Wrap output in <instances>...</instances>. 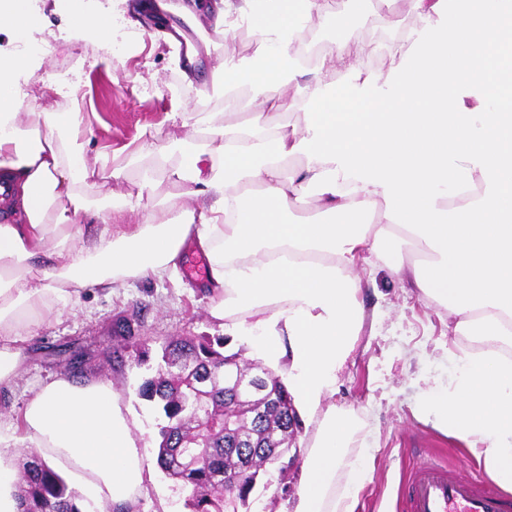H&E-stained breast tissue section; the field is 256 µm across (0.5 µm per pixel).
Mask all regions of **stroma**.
Returning a JSON list of instances; mask_svg holds the SVG:
<instances>
[{"mask_svg": "<svg viewBox=\"0 0 512 512\" xmlns=\"http://www.w3.org/2000/svg\"><path fill=\"white\" fill-rule=\"evenodd\" d=\"M138 2L26 0L38 20L30 39H54L59 47L55 54L34 58L15 79L24 101V126L40 125L44 112L81 113L89 154L109 155L113 165L126 169L124 179H98L80 190L88 207L83 222L93 238L103 229V217L122 227L136 224L154 201L178 193L168 168L154 165L156 145L190 133L172 120V113L205 112L215 120L234 122L261 109L258 99L246 92L237 111L226 112L222 85L210 81L225 55L255 54V35L225 43L223 33L208 22L180 20L175 14L179 0H161L158 23L146 24L139 20ZM75 9L111 15L107 41L77 36L69 25ZM335 11L348 27L340 33L329 23L304 33L302 48L313 59L305 63L300 84L345 82V72L321 70L315 60L323 44L338 36L357 47L354 65L380 81L390 80L399 67L391 44L419 29L420 19L402 0H371L365 15L354 19L347 0H335ZM174 25L199 41L203 81L196 86H189L174 64L181 53L169 35ZM148 167L155 170L154 183L143 190L138 174ZM197 252L195 242H188L179 271L171 277L129 279L110 290L83 289L61 315L36 326L14 385L0 389V422H20L34 393L57 377L77 384L101 381L119 394L140 447L153 452L159 441L157 415L152 404L137 395V386L155 375L161 347L171 337L223 332L210 316L211 294L203 277L189 271L190 257ZM355 272L365 285L360 301L367 318L333 401L351 424L349 453H357L364 443L372 450L373 476L360 495L357 512H395L411 469L426 462L447 465L468 479L486 478L483 464L464 441L434 429L418 412L428 384L445 385L453 379V355L469 349V341L449 331L446 309L410 293L383 264L362 260ZM119 317L130 321L135 335L145 340V355H138L122 333L113 330ZM81 352L86 361L72 368L69 357ZM300 469L297 463L285 471L269 466L253 493L251 512H286L299 492ZM189 493L156 469L129 512H187Z\"/></svg>", "mask_w": 512, "mask_h": 512, "instance_id": "stroma-1", "label": "stroma"}]
</instances>
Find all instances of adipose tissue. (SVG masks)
I'll return each instance as SVG.
<instances>
[{
    "label": "adipose tissue",
    "mask_w": 512,
    "mask_h": 512,
    "mask_svg": "<svg viewBox=\"0 0 512 512\" xmlns=\"http://www.w3.org/2000/svg\"><path fill=\"white\" fill-rule=\"evenodd\" d=\"M424 22L382 90L330 40L320 54L346 82L297 88L295 129L268 117L285 105L302 70L305 30L333 17V0H181L182 19H205L234 40L253 29L261 53L224 59V102L255 90L262 112L207 127V147L162 144L176 157L178 194L159 199L141 224L84 245L79 185L118 179L88 157L81 116L49 112L42 131L21 128L12 76L22 57H0V388L24 361L32 326L83 288L175 274L194 240L208 260L210 313L253 355L288 364L287 388L312 444L289 512H355L372 457L346 453L350 423L336 407L339 373L359 336L361 254L447 309L454 333L481 350L464 354L451 385L429 386L420 411L464 440L512 490V0H407ZM303 162L287 168L289 158ZM318 213H307L309 204ZM423 248L407 262L402 244ZM25 436L51 469L96 503L134 501L150 472L111 385H43L24 412ZM0 423V512H18V440Z\"/></svg>",
    "instance_id": "1"
}]
</instances>
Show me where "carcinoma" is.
<instances>
[{
	"label": "carcinoma",
	"instance_id": "obj_1",
	"mask_svg": "<svg viewBox=\"0 0 512 512\" xmlns=\"http://www.w3.org/2000/svg\"><path fill=\"white\" fill-rule=\"evenodd\" d=\"M223 336H176L162 347L165 368L138 388L164 418L156 465L175 483L191 487L189 512H242L266 467L295 444L288 414L271 399L288 392L277 377L261 379L248 399L224 380ZM237 475L224 491V471ZM17 498L23 512H80L59 474L36 457L22 463Z\"/></svg>",
	"mask_w": 512,
	"mask_h": 512
}]
</instances>
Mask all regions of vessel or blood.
Instances as JSON below:
<instances>
[{
  "label": "vessel or blood",
  "mask_w": 512,
  "mask_h": 512,
  "mask_svg": "<svg viewBox=\"0 0 512 512\" xmlns=\"http://www.w3.org/2000/svg\"><path fill=\"white\" fill-rule=\"evenodd\" d=\"M405 512H512L494 491L440 464L414 471L404 491Z\"/></svg>",
  "instance_id": "vessel-or-blood-1"
}]
</instances>
